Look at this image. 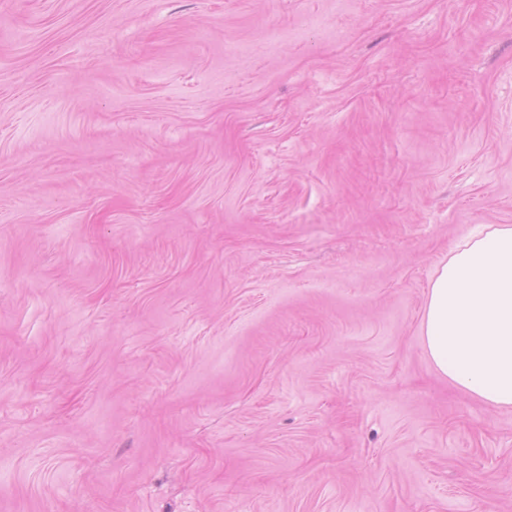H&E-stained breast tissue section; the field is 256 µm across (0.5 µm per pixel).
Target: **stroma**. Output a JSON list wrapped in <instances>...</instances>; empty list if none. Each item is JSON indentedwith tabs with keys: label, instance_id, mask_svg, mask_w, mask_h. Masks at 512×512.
Returning <instances> with one entry per match:
<instances>
[{
	"label": "stroma",
	"instance_id": "obj_1",
	"mask_svg": "<svg viewBox=\"0 0 512 512\" xmlns=\"http://www.w3.org/2000/svg\"><path fill=\"white\" fill-rule=\"evenodd\" d=\"M512 225V0H0V512H512L434 269Z\"/></svg>",
	"mask_w": 512,
	"mask_h": 512
}]
</instances>
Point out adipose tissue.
I'll return each instance as SVG.
<instances>
[{
    "label": "adipose tissue",
    "instance_id": "1",
    "mask_svg": "<svg viewBox=\"0 0 512 512\" xmlns=\"http://www.w3.org/2000/svg\"><path fill=\"white\" fill-rule=\"evenodd\" d=\"M421 342L436 372L512 408V225H477L430 280Z\"/></svg>",
    "mask_w": 512,
    "mask_h": 512
}]
</instances>
